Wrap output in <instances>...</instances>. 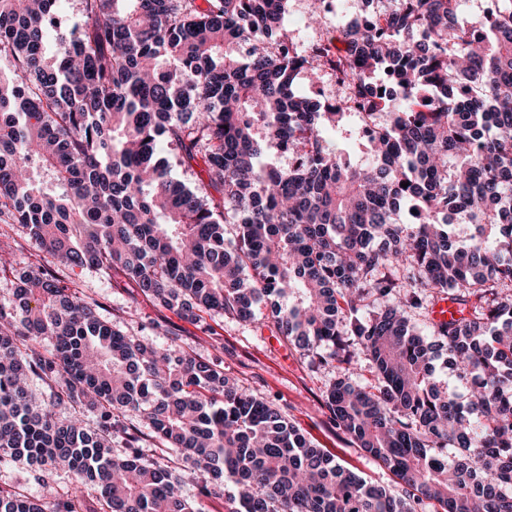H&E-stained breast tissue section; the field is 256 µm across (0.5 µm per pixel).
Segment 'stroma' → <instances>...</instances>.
<instances>
[{
  "label": "stroma",
  "instance_id": "35a3bbf8",
  "mask_svg": "<svg viewBox=\"0 0 512 512\" xmlns=\"http://www.w3.org/2000/svg\"><path fill=\"white\" fill-rule=\"evenodd\" d=\"M13 243V270L0 275V298L10 297L19 278L45 264L46 256L27 241L17 225L0 221V232ZM64 284L77 297L101 303V317L122 332L163 345L177 341L204 357L222 349L224 372L259 398L278 405L305 437L332 455L346 470L364 480L393 487L391 474L357 448L336 427L323 407L326 391L338 370L335 363L313 364L305 350L283 340L268 325L265 306L255 320L240 323L220 314L187 320L144 295L121 276L105 279L89 270L60 269Z\"/></svg>",
  "mask_w": 512,
  "mask_h": 512
}]
</instances>
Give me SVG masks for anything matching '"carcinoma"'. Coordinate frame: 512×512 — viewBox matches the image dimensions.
Masks as SVG:
<instances>
[{"label": "carcinoma", "instance_id": "cac0c4a2", "mask_svg": "<svg viewBox=\"0 0 512 512\" xmlns=\"http://www.w3.org/2000/svg\"><path fill=\"white\" fill-rule=\"evenodd\" d=\"M289 2L81 0L68 30L62 0H0V213L64 267L119 272L188 319L265 304L318 363L366 356L375 383L344 374L325 407L400 493L218 359L113 328L39 268L0 299V462L32 465L41 495L1 484L0 512H94L92 495L102 512H203L179 468L143 456L131 412L232 512H512V0L467 19L460 0H391L306 48ZM355 119L373 126L366 163L333 143ZM173 160L204 176L176 180ZM446 298L461 316L437 321Z\"/></svg>", "mask_w": 512, "mask_h": 512}]
</instances>
